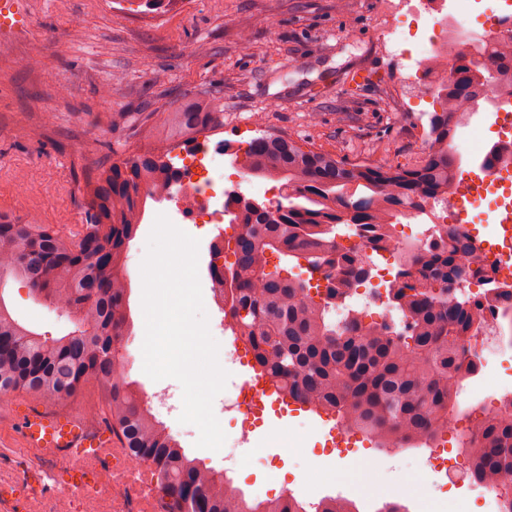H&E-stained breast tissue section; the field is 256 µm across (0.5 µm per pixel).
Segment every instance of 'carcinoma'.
<instances>
[{"instance_id": "obj_1", "label": "carcinoma", "mask_w": 512, "mask_h": 512, "mask_svg": "<svg viewBox=\"0 0 512 512\" xmlns=\"http://www.w3.org/2000/svg\"><path fill=\"white\" fill-rule=\"evenodd\" d=\"M462 42L480 44L493 69L453 50ZM445 53L451 71L441 77L438 60ZM424 72L434 79L440 111L430 115L418 165L348 163L291 138L263 135L249 144L245 168L282 183L290 190L286 203L272 212L251 197L224 200L241 225L230 263L238 288L224 317L277 392L382 448L428 446L456 418L461 383L479 369L478 354L461 359L458 341L480 336L485 321L476 302L448 296V285L482 280L487 268L457 231L426 251L411 243L400 248L391 295L405 319L401 326L387 319L372 326L355 313L337 322L311 295V277L324 274L327 298H342L368 277L371 259L338 249L339 227L356 224L370 242L385 240L399 219L423 214L419 204L450 199L460 173L457 128L494 88L512 86V32L484 39L453 29ZM120 126L147 141L189 148L224 126V108L205 93L174 112L112 113V128ZM181 179L168 152H124L83 186L82 224L75 233L0 213V396L22 392L64 405L90 384L105 387L112 433L147 467L163 512H306L291 493L275 503L233 494L224 477L186 454L142 400L125 364L112 359L113 346L128 335L129 243L146 201L170 198ZM274 253L304 267L309 277L265 271ZM10 277L46 292L57 309L76 316L75 330L53 338L19 323L3 297ZM461 445L476 480L494 485L512 477V399L478 418ZM318 512H356V506L325 497Z\"/></svg>"}]
</instances>
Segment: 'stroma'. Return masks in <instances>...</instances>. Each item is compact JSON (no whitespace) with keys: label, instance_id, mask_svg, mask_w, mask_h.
Segmentation results:
<instances>
[{"label":"stroma","instance_id":"35a3bbf8","mask_svg":"<svg viewBox=\"0 0 512 512\" xmlns=\"http://www.w3.org/2000/svg\"><path fill=\"white\" fill-rule=\"evenodd\" d=\"M25 19L0 29V212L71 231L81 221L79 188L111 161L122 139L103 122L112 112H171L202 93L219 94L223 129L200 137L201 148L230 145L217 195L239 187L268 201L280 183L243 178L249 142L282 135L303 148L349 163L412 166L421 161L429 117L439 106L421 65L406 66L387 33L395 0H173L158 11L143 0H24ZM39 67H30L31 58ZM111 84L109 97L98 89ZM199 242V279L208 325L224 318L211 300L210 236L197 216L174 213L171 202L149 203L129 245L130 334L127 372L143 398L178 381L150 379L141 369L145 322L140 264L157 215ZM16 316L36 332L73 331L28 285L8 279L0 290ZM49 399L18 393L0 400V479L15 477L12 462L26 456L18 420ZM427 448H380L362 435L334 449L327 431L306 414L266 406L247 443L233 449L231 474L247 500L292 493L301 503L326 496L356 500L358 512H378L383 487L399 490L406 512H423V482L437 483L421 459Z\"/></svg>","mask_w":512,"mask_h":512}]
</instances>
